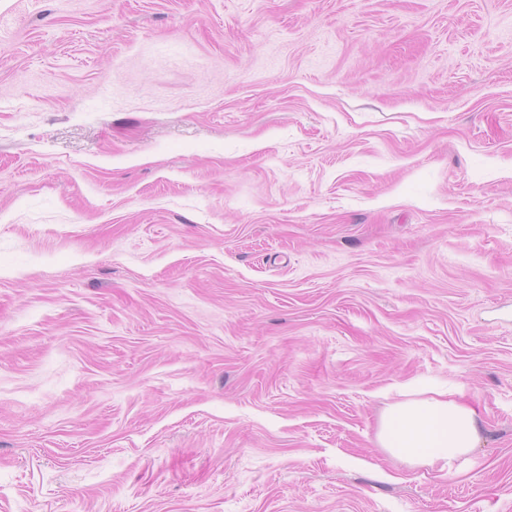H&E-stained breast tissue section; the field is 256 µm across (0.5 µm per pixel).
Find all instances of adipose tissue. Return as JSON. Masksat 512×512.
<instances>
[{
  "instance_id": "1",
  "label": "adipose tissue",
  "mask_w": 512,
  "mask_h": 512,
  "mask_svg": "<svg viewBox=\"0 0 512 512\" xmlns=\"http://www.w3.org/2000/svg\"><path fill=\"white\" fill-rule=\"evenodd\" d=\"M481 413L463 390L392 404L383 413L377 441L392 457L413 466L452 470L480 441Z\"/></svg>"
}]
</instances>
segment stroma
<instances>
[{"label": "stroma", "mask_w": 512, "mask_h": 512, "mask_svg": "<svg viewBox=\"0 0 512 512\" xmlns=\"http://www.w3.org/2000/svg\"><path fill=\"white\" fill-rule=\"evenodd\" d=\"M0 512H512V0H0ZM481 413L463 390H441L428 398L392 404L383 413L377 441L392 457L413 466L451 471L480 441Z\"/></svg>", "instance_id": "1"}]
</instances>
